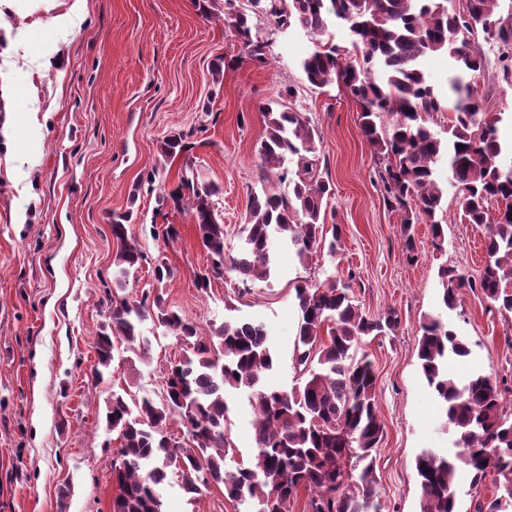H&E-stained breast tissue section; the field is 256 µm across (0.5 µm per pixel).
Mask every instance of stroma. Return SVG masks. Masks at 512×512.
Masks as SVG:
<instances>
[{
	"instance_id": "35a3bbf8",
	"label": "stroma",
	"mask_w": 512,
	"mask_h": 512,
	"mask_svg": "<svg viewBox=\"0 0 512 512\" xmlns=\"http://www.w3.org/2000/svg\"><path fill=\"white\" fill-rule=\"evenodd\" d=\"M63 0H15L0 30V51L13 55L0 69V124L9 123L12 145L0 147V512H111L115 486L109 461L117 448L105 423L112 392L156 395L171 362L186 344L145 322L146 359L133 358L115 340L112 366L103 380L92 376L95 338L108 319L116 243L111 222L132 213L129 233L145 255L126 280L130 299L162 297L166 307L210 335L224 320L264 324L277 364L265 375L284 389L297 382L293 353L299 327L295 287L330 277L357 275L353 295L370 316L396 313L399 324L380 336L363 337L377 373V403L384 438L376 457L382 512H420L415 469L425 448H449L452 434L426 383L417 357L420 322L440 310L470 354L448 363L465 380L478 372L512 389V313L489 310L463 294L443 309L441 267L479 274L486 262V226L448 221L435 246L426 221L411 231L380 191L376 155L361 131V107L330 86L305 80L301 61L317 38L275 28L266 15H250L253 34L268 39L266 64L242 57L225 28L224 0L203 17L198 0H87L73 29L51 23ZM53 51L60 67L37 74V58ZM479 95L501 113L503 139L512 138V83L499 79L497 47L483 46ZM223 62L214 83L211 66ZM295 87L294 110L320 136V171L332 187L327 225H340L344 250L320 252L299 265L291 249L275 244L269 281L241 294L235 273L195 285L207 254L189 212L156 214V196L176 186L181 159L163 160L162 140L186 132L199 178L219 186L214 210L224 225L225 247L237 251L250 194L257 190L259 142L265 119L259 104ZM39 111L32 122L31 111ZM154 183H147V173ZM176 225L179 236L152 237L153 225ZM414 249L406 251L405 238ZM175 267L173 279L157 282L158 261ZM224 422L230 449L225 469L249 464L257 453L248 392L227 394ZM68 498H61L63 487ZM164 512H251V502L229 501L211 486L186 494L176 469L161 486Z\"/></svg>"
}]
</instances>
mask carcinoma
I'll use <instances>...</instances> for the list:
<instances>
[{
    "label": "carcinoma",
    "mask_w": 512,
    "mask_h": 512,
    "mask_svg": "<svg viewBox=\"0 0 512 512\" xmlns=\"http://www.w3.org/2000/svg\"><path fill=\"white\" fill-rule=\"evenodd\" d=\"M449 2L249 0L251 10L273 18L279 29L322 36L336 22L348 25L352 48L319 43L301 63L305 80L319 89L336 84L360 104L361 130L383 164L378 177L384 201L402 211L404 228L425 219L434 238L444 237L446 192L437 164L446 160L450 179L462 192L457 219L488 223L490 230L488 261L479 277L441 268L443 305L453 308L457 297L469 291L512 312V143L502 142V118L490 112L473 86L483 70L478 37L512 51V22L498 15L499 0H466L460 11L448 7ZM232 34L247 57L266 62L270 44L252 35L247 13L237 16ZM428 54L448 56L454 75L445 96L420 68ZM259 110L267 119L258 149L260 190L249 198L235 256L224 251V224L212 202L219 188L199 181L190 134H173L160 145L162 157L181 156L183 164L177 186L158 195L157 211L192 214L209 258L208 268L196 279L204 292L226 270L236 273L244 292L253 283L268 281L275 239L290 243L304 266L321 250L334 257L342 249L338 227H333L331 240L322 235L330 185L320 173L317 131L282 99L265 102ZM439 112L452 114L445 140L429 127V118ZM385 113L396 116L389 126L379 122ZM129 220L122 214L111 224L118 288L144 260L129 235ZM354 283L350 272L341 281L295 288L300 320L294 363L300 383L290 391L262 383V374L275 363L264 324L227 320L202 336L194 322L158 298L113 297L110 322L96 338L95 376L102 377L110 367L115 337L146 356L149 344L141 339L140 326L148 319L191 348L168 369L160 399H129L114 392L107 403L106 423L119 441L110 463L116 488L112 512H163L158 487L179 461L186 493L194 496L221 485L227 499L250 500L255 512H290L302 490L310 495L309 512H380L376 455L384 426L374 365L357 349L362 337L382 335L396 328L398 320L363 312L355 304ZM420 330L419 366L456 447L426 450L417 457L421 512H458L462 467L474 486L490 472L498 476L497 494L478 503L475 512H512V421L503 393L486 375H473L460 385L448 374V360L468 356L469 348L440 315H427ZM245 389L253 393L257 454L251 464L230 472L224 469L230 448L224 432L226 394ZM175 418L187 434L185 441L167 433Z\"/></svg>",
    "instance_id": "cac0c4a2"
}]
</instances>
